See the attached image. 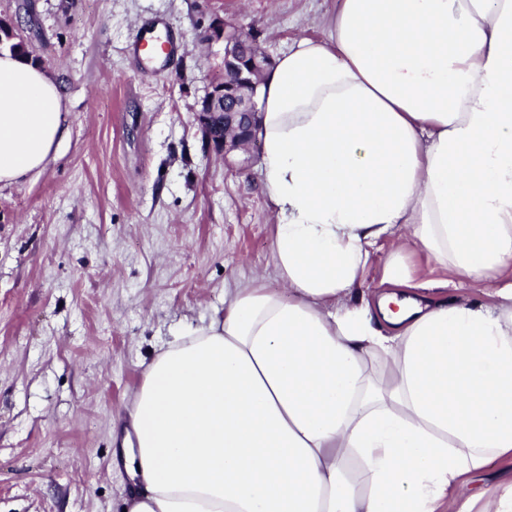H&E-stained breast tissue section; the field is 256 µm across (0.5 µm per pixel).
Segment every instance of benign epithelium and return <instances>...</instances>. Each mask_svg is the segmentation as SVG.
<instances>
[{"mask_svg": "<svg viewBox=\"0 0 512 512\" xmlns=\"http://www.w3.org/2000/svg\"><path fill=\"white\" fill-rule=\"evenodd\" d=\"M205 40L224 43V78L212 86L207 102L196 110V119L209 144L227 155L253 140L257 90L269 60L250 51L243 34L227 30L221 21Z\"/></svg>", "mask_w": 512, "mask_h": 512, "instance_id": "1", "label": "benign epithelium"}]
</instances>
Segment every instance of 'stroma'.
Instances as JSON below:
<instances>
[{
	"mask_svg": "<svg viewBox=\"0 0 512 512\" xmlns=\"http://www.w3.org/2000/svg\"><path fill=\"white\" fill-rule=\"evenodd\" d=\"M337 0H0L64 83L71 134L41 175L0 189V512H122L112 463L143 365L224 291L272 275L262 144L223 157L197 103L224 74L217 19L269 57L326 35ZM163 26L176 58L145 57Z\"/></svg>",
	"mask_w": 512,
	"mask_h": 512,
	"instance_id": "35a3bbf8",
	"label": "stroma"
}]
</instances>
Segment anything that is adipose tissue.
I'll list each match as a JSON object with an SVG mask.
<instances>
[{
  "label": "adipose tissue",
  "mask_w": 512,
  "mask_h": 512,
  "mask_svg": "<svg viewBox=\"0 0 512 512\" xmlns=\"http://www.w3.org/2000/svg\"><path fill=\"white\" fill-rule=\"evenodd\" d=\"M276 291L253 278L146 364L115 429L126 512H512V0H339L263 74ZM0 52V187L69 135ZM394 238L388 291L362 284ZM414 245L490 301L411 289ZM512 461H496L492 463L481 477L480 484L491 493L500 492L511 482Z\"/></svg>",
  "instance_id": "adipose-tissue-1"
}]
</instances>
